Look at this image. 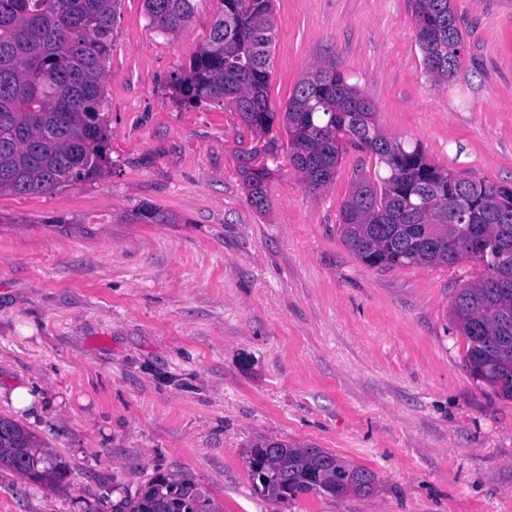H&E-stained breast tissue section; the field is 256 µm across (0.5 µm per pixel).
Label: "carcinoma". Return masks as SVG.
<instances>
[{"label": "carcinoma", "mask_w": 512, "mask_h": 512, "mask_svg": "<svg viewBox=\"0 0 512 512\" xmlns=\"http://www.w3.org/2000/svg\"><path fill=\"white\" fill-rule=\"evenodd\" d=\"M208 41L170 75L185 104L222 99L256 136L240 149L238 168L257 212L269 210L267 183L286 147L289 165L309 192L336 180L349 149L368 155L340 207L344 245L369 268L448 266L472 260L485 275L459 288L450 318L464 343L471 377L512 400V186L473 182L431 163L419 146L380 133L374 103L336 65H318L296 83L283 112L271 104L276 35L273 0H217ZM118 0H0V194L44 195L94 181L111 165L99 109L112 49ZM151 24L176 34L193 19L196 0H144ZM425 73L443 84L464 63L460 18L449 0H410ZM285 143H280L278 134ZM465 221L453 217L458 199ZM0 465L33 481L61 477L44 462L32 436L7 417ZM269 439L247 447L255 493L280 501L316 493L340 497L352 483L376 481L371 470L314 446ZM123 512H221L187 478L159 473Z\"/></svg>", "instance_id": "obj_1"}]
</instances>
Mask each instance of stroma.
Returning <instances> with one entry per match:
<instances>
[{"label": "stroma", "instance_id": "35a3bbf8", "mask_svg": "<svg viewBox=\"0 0 512 512\" xmlns=\"http://www.w3.org/2000/svg\"><path fill=\"white\" fill-rule=\"evenodd\" d=\"M454 5L465 67L440 86L408 0H276L272 105L332 61L386 135L459 177L512 185V0ZM216 9L198 0L172 38L144 0H121L100 108L110 172L0 195V415L66 471L50 484L0 469V512H119L159 472L222 512H512V400L470 377L449 322L483 265L363 266L338 233L355 151L316 195L282 164L257 213L236 112L182 105L169 85ZM143 205L156 220L138 219ZM18 385L36 396L24 412L8 397ZM259 437L364 466L375 489L263 498L245 460Z\"/></svg>", "mask_w": 512, "mask_h": 512}]
</instances>
